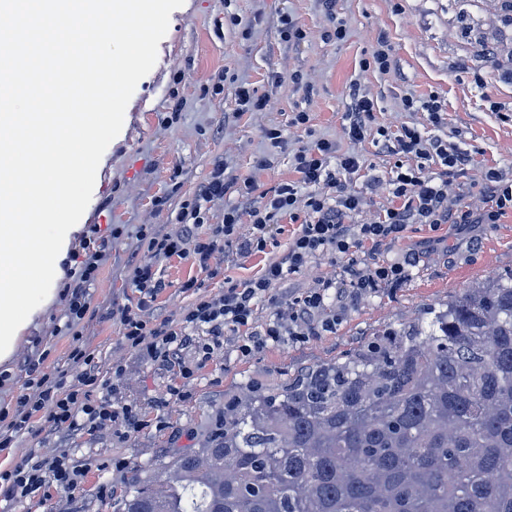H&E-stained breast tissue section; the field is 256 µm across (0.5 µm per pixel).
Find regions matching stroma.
<instances>
[{
    "label": "stroma",
    "mask_w": 512,
    "mask_h": 512,
    "mask_svg": "<svg viewBox=\"0 0 512 512\" xmlns=\"http://www.w3.org/2000/svg\"><path fill=\"white\" fill-rule=\"evenodd\" d=\"M288 17L305 33L300 43L282 34ZM340 21L345 38L330 39ZM381 32L394 59L383 73L363 65ZM496 42L512 43V28L501 23L496 0H335L330 14L321 0H184L170 16L154 67L136 86L119 135L103 154L91 200L63 243L40 312L19 333L9 361L14 373L0 381V409L10 410L25 392L15 370L28 357L44 355L47 372L64 370L76 377L68 364L71 339L54 333L55 319L66 307L62 293L70 255L90 228L103 222L119 226L123 233L108 240L82 334L96 350L104 374H111L113 365L124 367L112 399L119 406H136L142 426L125 435L112 429L66 440L74 464L85 471L82 484L73 491H53L49 500L30 504L25 512H112L131 469L151 466L167 449L190 446L194 428L245 387H279L300 369L337 358L379 331L407 323L422 307L446 303L472 282L511 269L512 214L468 230L411 225L398 243L320 257L289 277L287 288L302 292L319 281L341 279L353 258L386 264L414 255L405 279L380 283L370 297L351 304L335 332L274 344L251 358L238 355V338L229 334L204 364L195 347L187 345L180 358L194 371L188 380L178 369L153 364L128 349L109 316L113 303L136 304L127 266L138 252L137 226L176 232L185 204L215 162H223L228 178L251 181L258 196L294 179L292 156L315 135L334 141L339 153L358 154L382 170L397 162L416 166L417 158L379 153L376 132L360 142L348 139L344 114L356 88L376 99V122L388 131L414 127L470 152L471 164L453 171L448 181L462 204L483 208L486 171H512V120L502 116L512 109V79L484 53ZM243 87L261 100V108L241 109L238 92ZM431 94L446 111L439 129L425 111L405 107L407 98ZM299 111L309 112L311 131L290 126L292 113ZM269 128L281 129L279 146L265 138ZM367 180L362 170L342 184L363 198L361 211L351 217L355 223L393 204L388 186L371 188ZM295 230L282 223L276 245L248 257L220 258L224 276L207 281L208 292L222 289L227 277L245 281L258 276ZM160 269L168 287L157 306L162 314L179 317L194 300L192 293L182 292L183 282L202 272L176 257ZM49 430L45 418L35 416L29 433L0 451V471L31 453H53L56 442Z\"/></svg>",
    "instance_id": "obj_1"
}]
</instances>
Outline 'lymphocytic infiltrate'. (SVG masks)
<instances>
[{
    "label": "lymphocytic infiltrate",
    "instance_id": "f902f5d3",
    "mask_svg": "<svg viewBox=\"0 0 512 512\" xmlns=\"http://www.w3.org/2000/svg\"><path fill=\"white\" fill-rule=\"evenodd\" d=\"M382 150L392 154H412L420 166L397 172L389 180L395 205L374 220L350 223L359 212L362 198L356 193H336L342 175L357 172L363 165L354 154H337L334 142L324 138L298 151L293 160L296 179L281 184L272 195L254 198L243 195L238 205L225 208L224 221L206 225L208 206L223 199L229 189L223 164H216L209 178L199 187L195 199L176 232L162 233L153 225L137 230L139 256L128 266V279L138 295L135 307L112 309L123 342L151 361L175 365L177 353L195 344L202 359H209L226 332L242 335L239 352L251 356L282 341L298 342L333 331L336 317L328 308L343 295L361 298L375 291L379 283L398 281L407 273V262L369 265L354 261L342 282L324 281L298 296L275 294L276 285L306 267L320 255H346L356 248H376L403 238L412 224H457L474 227L493 224L512 212V178L498 170H488L484 193L488 205L474 213L456 206L448 187V171L467 166L470 158L442 139H427L413 127H402L398 134L379 129ZM296 224L297 230L283 254L270 262L255 278L236 282L224 278L215 256L228 252L246 256L263 251L274 237L281 218ZM106 242L97 237L81 240L72 255L69 291L64 316L56 332L72 339L69 359L79 375L68 381L66 373L44 370L42 358H30L20 365L26 394L12 412L0 410L6 425L0 429V451L29 431L34 414H43L52 438L90 434L112 424L126 431L141 427L137 409L130 405L112 407V378L102 375L94 350L81 338V328L89 305V290L99 277ZM191 260L208 278H223L224 287L214 294L202 293L201 281L182 284L194 292L196 301L172 320L157 312L155 302L167 288L157 265L172 257ZM278 299L285 315L275 316L262 329L252 327L260 303ZM81 472L73 465L68 449L56 454L30 455L12 470L0 472V502L7 508L43 499L49 488L76 490Z\"/></svg>",
    "mask_w": 512,
    "mask_h": 512
}]
</instances>
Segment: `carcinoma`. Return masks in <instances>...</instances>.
<instances>
[{
	"instance_id": "cac0c4a2",
	"label": "carcinoma",
	"mask_w": 512,
	"mask_h": 512,
	"mask_svg": "<svg viewBox=\"0 0 512 512\" xmlns=\"http://www.w3.org/2000/svg\"><path fill=\"white\" fill-rule=\"evenodd\" d=\"M114 512H512V269L228 402Z\"/></svg>"
}]
</instances>
